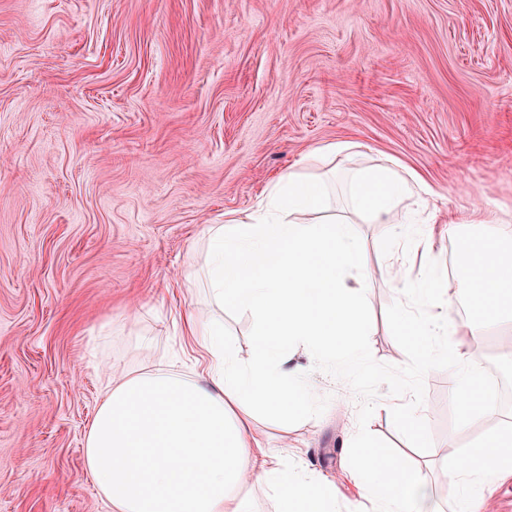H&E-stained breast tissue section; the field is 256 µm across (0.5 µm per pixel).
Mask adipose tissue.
Instances as JSON below:
<instances>
[{"mask_svg":"<svg viewBox=\"0 0 512 512\" xmlns=\"http://www.w3.org/2000/svg\"><path fill=\"white\" fill-rule=\"evenodd\" d=\"M414 193L431 190L394 159L355 171L350 182L352 205L371 224H398L396 201ZM329 204L327 183L295 170L264 191L253 213L206 226L211 299L257 318L259 338L251 358L240 361L220 321L190 313L181 318V333L205 351L201 373L111 374L85 436L84 457L112 512H248L239 491L253 483L273 494L279 512H334L328 485L274 454L231 415L245 401L274 419L293 411L319 414L320 395L286 366L289 348L321 355L331 365L353 364L356 379L365 371L357 345L369 329L364 284L370 270L356 227L345 219L302 220ZM465 224L484 231L470 240L478 262L454 278V299L481 301L484 316L511 333L512 220L480 208L449 212L448 234ZM389 272L401 295L393 322L418 346L414 369L398 368L407 377L400 390L412 392L444 355L454 400L477 406L485 365L462 347L441 343L454 325L437 311L442 273L428 267L413 276L399 264ZM355 446L350 475L377 512H426L429 494L413 469L373 445L367 430L356 433ZM506 474H512V432L476 442L448 471L459 490V512H469L475 487Z\"/></svg>","mask_w":512,"mask_h":512,"instance_id":"ef3b65f1","label":"adipose tissue"}]
</instances>
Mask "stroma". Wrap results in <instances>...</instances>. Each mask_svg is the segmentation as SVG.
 <instances>
[{
  "mask_svg": "<svg viewBox=\"0 0 512 512\" xmlns=\"http://www.w3.org/2000/svg\"><path fill=\"white\" fill-rule=\"evenodd\" d=\"M333 143L350 149L306 163ZM389 158L439 214L512 211V0H0V512H110L83 457L100 377L200 368L173 326L186 310L223 316L225 341L251 356L259 321L214 306L191 247L298 168L335 169L331 212L367 252L372 374L344 406V369L295 351L324 415L237 413L334 480L338 512L357 497L343 472L362 428L416 467L432 512H457L450 466L512 425V403L462 422L441 359L415 397L422 442L403 432L389 379L416 352L392 320L389 267L447 268L474 230L385 249L389 227L353 211L346 171Z\"/></svg>",
  "mask_w": 512,
  "mask_h": 512,
  "instance_id": "35a3bbf8",
  "label": "stroma"
}]
</instances>
